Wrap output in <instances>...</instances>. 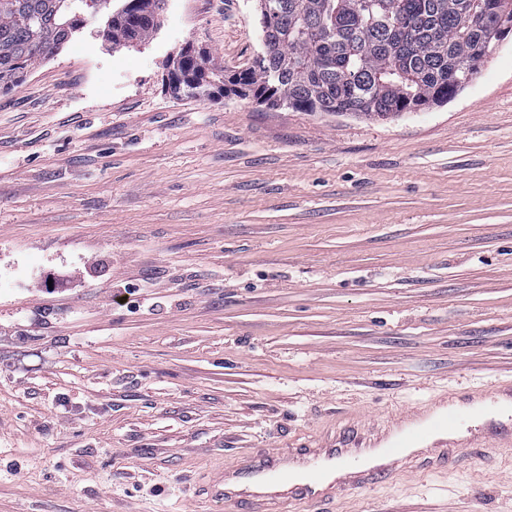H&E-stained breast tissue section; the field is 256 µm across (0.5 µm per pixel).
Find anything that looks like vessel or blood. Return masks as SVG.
I'll return each instance as SVG.
<instances>
[{
  "label": "vessel or blood",
  "mask_w": 512,
  "mask_h": 512,
  "mask_svg": "<svg viewBox=\"0 0 512 512\" xmlns=\"http://www.w3.org/2000/svg\"><path fill=\"white\" fill-rule=\"evenodd\" d=\"M482 409L471 415L466 407L451 406L424 416L423 404L401 412L402 424L383 442L371 441L359 427L335 441L295 452L271 449L225 466L210 485L213 498L241 507L242 512H286L292 504L333 502L337 489L380 484L399 476L414 448L431 444L434 458L418 462L421 471H434L470 448L498 446V426L506 403L512 402V385H498L494 392L476 396Z\"/></svg>",
  "instance_id": "1"
}]
</instances>
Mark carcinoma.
<instances>
[{
	"instance_id": "cac0c4a2",
	"label": "carcinoma",
	"mask_w": 512,
	"mask_h": 512,
	"mask_svg": "<svg viewBox=\"0 0 512 512\" xmlns=\"http://www.w3.org/2000/svg\"><path fill=\"white\" fill-rule=\"evenodd\" d=\"M496 28L476 24L479 0H257L263 52L231 75L211 52L181 49L172 93L252 98L270 108L384 119L453 99L496 42L512 33V0ZM165 0H121L103 30L116 47L147 42ZM87 0H0V93L54 56L84 23ZM461 81L448 87V71Z\"/></svg>"
}]
</instances>
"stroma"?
Listing matches in <instances>:
<instances>
[{
    "label": "stroma",
    "instance_id": "1",
    "mask_svg": "<svg viewBox=\"0 0 512 512\" xmlns=\"http://www.w3.org/2000/svg\"><path fill=\"white\" fill-rule=\"evenodd\" d=\"M85 17L0 93V512H226L220 464L512 380V34L364 120L166 92L189 44L253 64L255 0H166L136 47ZM334 512H512V463Z\"/></svg>",
    "mask_w": 512,
    "mask_h": 512
}]
</instances>
